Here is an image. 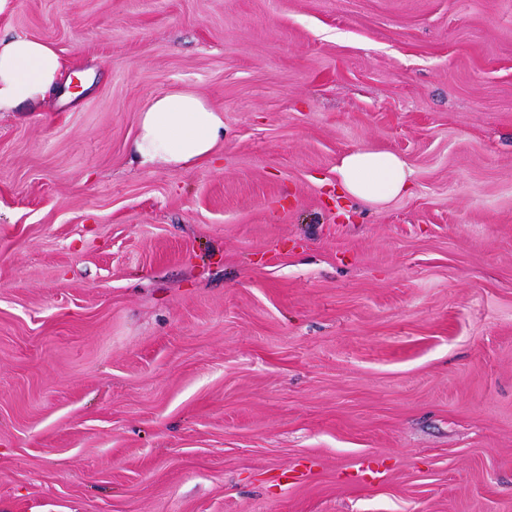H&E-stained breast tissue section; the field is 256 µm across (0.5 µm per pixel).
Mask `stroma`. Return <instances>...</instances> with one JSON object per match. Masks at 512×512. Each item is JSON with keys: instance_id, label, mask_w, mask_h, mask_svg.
<instances>
[{"instance_id": "35a3bbf8", "label": "stroma", "mask_w": 512, "mask_h": 512, "mask_svg": "<svg viewBox=\"0 0 512 512\" xmlns=\"http://www.w3.org/2000/svg\"><path fill=\"white\" fill-rule=\"evenodd\" d=\"M5 35L84 87L0 113V512H512V0H7ZM172 88L224 141L140 167ZM358 147L411 193L338 196Z\"/></svg>"}]
</instances>
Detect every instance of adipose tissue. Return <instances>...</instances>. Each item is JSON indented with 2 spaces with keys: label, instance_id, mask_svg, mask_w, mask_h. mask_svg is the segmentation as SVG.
Returning a JSON list of instances; mask_svg holds the SVG:
<instances>
[{
  "label": "adipose tissue",
  "instance_id": "ef3b65f1",
  "mask_svg": "<svg viewBox=\"0 0 512 512\" xmlns=\"http://www.w3.org/2000/svg\"><path fill=\"white\" fill-rule=\"evenodd\" d=\"M63 80V62L49 43L23 35L0 38V112L35 108ZM223 141L222 113L197 93L174 88L152 97L142 110L133 157L142 166H197L211 160ZM335 171L343 194L371 205L412 188L408 164L390 151H348Z\"/></svg>",
  "mask_w": 512,
  "mask_h": 512
}]
</instances>
